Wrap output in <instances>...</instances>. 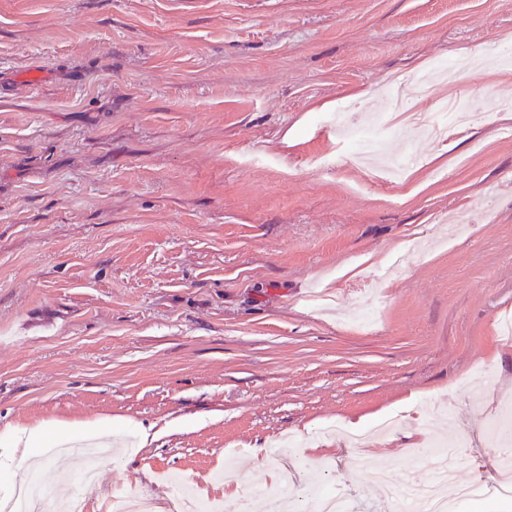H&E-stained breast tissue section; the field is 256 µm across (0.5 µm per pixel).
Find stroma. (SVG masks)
<instances>
[{
	"label": "stroma",
	"mask_w": 512,
	"mask_h": 512,
	"mask_svg": "<svg viewBox=\"0 0 512 512\" xmlns=\"http://www.w3.org/2000/svg\"><path fill=\"white\" fill-rule=\"evenodd\" d=\"M489 36L512 43V0H0V436L107 430L92 512L235 455L251 479L214 489L234 512L288 435L352 512H402L357 454L424 485L405 449L438 428L470 443L456 483L492 485L512 61L477 60ZM443 97L474 117L426 136ZM343 107L387 114L384 155L419 148L404 185L352 163Z\"/></svg>",
	"instance_id": "obj_1"
}]
</instances>
